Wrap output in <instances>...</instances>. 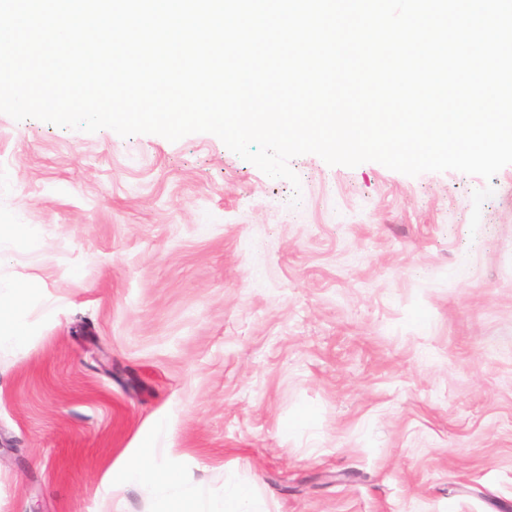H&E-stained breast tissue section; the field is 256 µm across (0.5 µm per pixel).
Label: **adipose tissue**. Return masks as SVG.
Segmentation results:
<instances>
[{"label":"adipose tissue","mask_w":512,"mask_h":512,"mask_svg":"<svg viewBox=\"0 0 512 512\" xmlns=\"http://www.w3.org/2000/svg\"><path fill=\"white\" fill-rule=\"evenodd\" d=\"M25 293L24 285L0 280V348L21 347L28 341L26 326L16 316ZM121 480L151 490L148 512H262L250 485L228 479L223 494L211 495L178 467L166 463L160 448L140 449L124 464Z\"/></svg>","instance_id":"ef3b65f1"}]
</instances>
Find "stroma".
Listing matches in <instances>:
<instances>
[{
	"label": "stroma",
	"mask_w": 512,
	"mask_h": 512,
	"mask_svg": "<svg viewBox=\"0 0 512 512\" xmlns=\"http://www.w3.org/2000/svg\"><path fill=\"white\" fill-rule=\"evenodd\" d=\"M290 166L0 114V218L41 228L0 252V512H145L141 448L269 512H512V165ZM26 292L24 285L0 279V348L22 347L28 341L26 326L15 314Z\"/></svg>",
	"instance_id": "obj_1"
}]
</instances>
